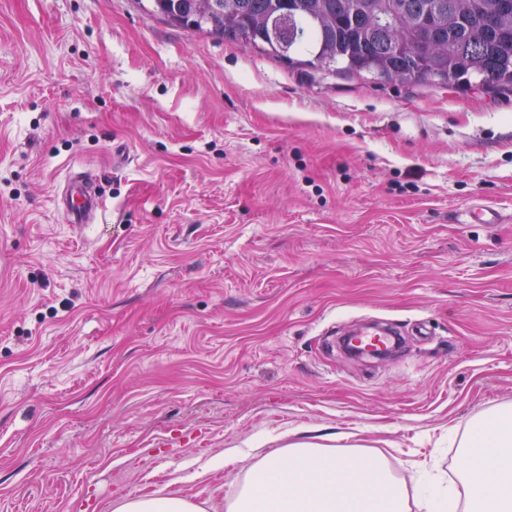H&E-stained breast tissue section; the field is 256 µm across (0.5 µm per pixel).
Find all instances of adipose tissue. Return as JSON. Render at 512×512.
I'll return each mask as SVG.
<instances>
[{
    "label": "adipose tissue",
    "mask_w": 512,
    "mask_h": 512,
    "mask_svg": "<svg viewBox=\"0 0 512 512\" xmlns=\"http://www.w3.org/2000/svg\"><path fill=\"white\" fill-rule=\"evenodd\" d=\"M457 480L431 478L421 512H512V408L474 419L459 442ZM225 512H409L384 456L310 441L275 449L227 499Z\"/></svg>",
    "instance_id": "ef3b65f1"
}]
</instances>
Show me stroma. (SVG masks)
Listing matches in <instances>:
<instances>
[{"label":"stroma","instance_id":"obj_1","mask_svg":"<svg viewBox=\"0 0 512 512\" xmlns=\"http://www.w3.org/2000/svg\"><path fill=\"white\" fill-rule=\"evenodd\" d=\"M100 223L66 221L69 169ZM501 224H465L474 201ZM364 319L391 358L348 357ZM512 407V91L308 75L137 0H0V512H224L292 432L415 494ZM114 512H197L198 507L187 498L156 496L131 498L117 505Z\"/></svg>","mask_w":512,"mask_h":512}]
</instances>
